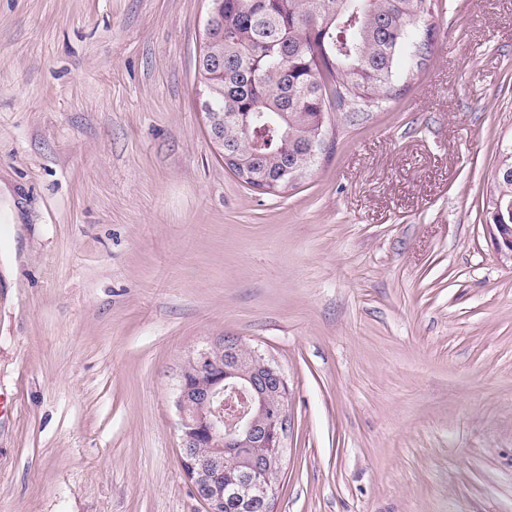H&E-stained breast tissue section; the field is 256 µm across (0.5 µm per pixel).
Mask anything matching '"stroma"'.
<instances>
[{
	"label": "stroma",
	"mask_w": 512,
	"mask_h": 512,
	"mask_svg": "<svg viewBox=\"0 0 512 512\" xmlns=\"http://www.w3.org/2000/svg\"><path fill=\"white\" fill-rule=\"evenodd\" d=\"M207 12L0 0V512H204L172 399L228 336L288 381L271 512H512V0H442L405 94L276 193L199 108ZM499 203L504 219L509 224H486L490 238L496 252L507 259L512 260V225L508 219V207L512 205V148L503 151L499 165L494 176V186L489 199L483 205L486 220L490 218L489 210Z\"/></svg>",
	"instance_id": "1"
}]
</instances>
